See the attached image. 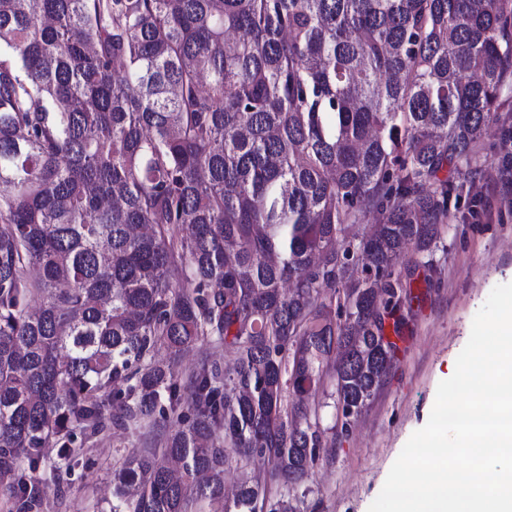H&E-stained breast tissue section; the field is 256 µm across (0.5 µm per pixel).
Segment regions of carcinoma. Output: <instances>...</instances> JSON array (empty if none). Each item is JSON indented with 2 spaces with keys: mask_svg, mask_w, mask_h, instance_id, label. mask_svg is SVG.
<instances>
[{
  "mask_svg": "<svg viewBox=\"0 0 512 512\" xmlns=\"http://www.w3.org/2000/svg\"><path fill=\"white\" fill-rule=\"evenodd\" d=\"M511 88L512 0H0V512L112 427L102 512H288Z\"/></svg>",
  "mask_w": 512,
  "mask_h": 512,
  "instance_id": "obj_1",
  "label": "carcinoma"
}]
</instances>
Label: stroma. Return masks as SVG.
<instances>
[{
	"label": "stroma",
	"instance_id": "35a3bbf8",
	"mask_svg": "<svg viewBox=\"0 0 512 512\" xmlns=\"http://www.w3.org/2000/svg\"><path fill=\"white\" fill-rule=\"evenodd\" d=\"M474 190L483 210L465 220L449 218L437 274L418 273L413 283L411 314L390 375L298 488L301 512H369L403 446L428 422L437 386L453 374L474 316L495 286L512 282V194L487 175ZM144 441L141 432L127 430L82 443L71 474L61 485L44 486L47 512H100L112 497L114 472Z\"/></svg>",
	"mask_w": 512,
	"mask_h": 512
}]
</instances>
